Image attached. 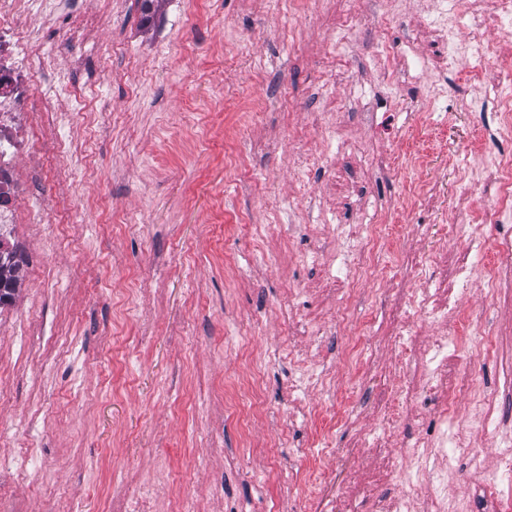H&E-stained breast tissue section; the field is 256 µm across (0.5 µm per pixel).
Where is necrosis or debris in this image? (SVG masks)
<instances>
[{"instance_id": "4bbe7bcc", "label": "necrosis or debris", "mask_w": 512, "mask_h": 512, "mask_svg": "<svg viewBox=\"0 0 512 512\" xmlns=\"http://www.w3.org/2000/svg\"><path fill=\"white\" fill-rule=\"evenodd\" d=\"M439 11L429 19L431 37L438 54L428 61L433 71L456 66L461 61L486 65L485 83L489 96L469 100L468 112L490 110L497 120L492 134L496 140H512V58L505 50L504 34H512V0H438ZM112 9L111 0H101L93 9L75 7L73 0H0V191L13 197V204L0 203V226L19 221V203H29L36 224H62L74 216L70 199H33L35 187L43 181L51 158L72 150L75 142L66 135L71 114L54 86L53 78L71 46L98 35L103 16ZM65 15L63 40H47L42 24ZM481 181L486 188L484 204L471 211L470 221L460 230L469 238L471 253L486 245L476 230L480 224L512 222V154L484 159ZM473 280L470 262L456 263L452 284L439 283L418 289L409 299L413 314L439 322L461 315L460 301ZM477 381L469 373L448 379L441 370L422 368L417 382L399 393L401 404L416 398L418 391L433 394L447 403L449 392L469 395L478 403ZM476 419L490 429L497 450L498 465L484 480L490 490L485 512H512V435L500 431L490 411H478ZM462 425H455L451 436L440 437L437 446L426 445L419 456L435 460L428 472L430 483L441 482L447 467L464 448Z\"/></svg>"}]
</instances>
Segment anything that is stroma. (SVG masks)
<instances>
[{"mask_svg": "<svg viewBox=\"0 0 512 512\" xmlns=\"http://www.w3.org/2000/svg\"><path fill=\"white\" fill-rule=\"evenodd\" d=\"M358 19L344 67L325 18ZM426 0H112L103 35L121 49L61 81L83 125L81 153L52 160L71 179L48 195L76 202L71 224L14 228L22 278L0 306V512H110L113 488L153 489L154 512H378L369 491L340 489L414 466L418 438L442 428L428 393L390 453L357 442L378 429L407 375L391 357L398 302L453 278L465 244L449 197L409 207L410 188L451 187L482 151H512L484 136L485 117L459 112L480 95L469 62L440 75L416 68ZM395 52L394 74L373 57ZM108 109L88 120L82 105ZM376 115L368 124L364 112ZM391 157L395 171L375 159ZM350 174L359 194L335 186ZM393 233L353 293L332 286L358 252L345 227L369 220ZM443 225L425 268L421 235ZM466 254V253H465ZM469 256V255H468ZM475 269L465 319L479 327L470 364L480 395L512 428V281L487 286L494 255ZM41 323L26 336L22 326ZM75 339L74 368L54 345ZM448 485L451 512L484 503L478 474L497 465L481 425ZM327 470L313 499L300 491L305 460Z\"/></svg>", "mask_w": 512, "mask_h": 512, "instance_id": "obj_1", "label": "stroma"}]
</instances>
